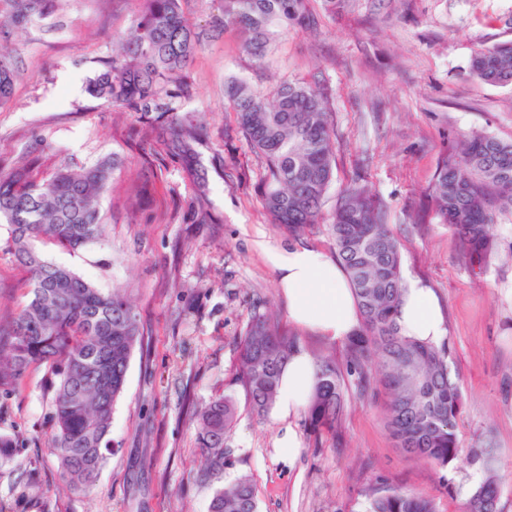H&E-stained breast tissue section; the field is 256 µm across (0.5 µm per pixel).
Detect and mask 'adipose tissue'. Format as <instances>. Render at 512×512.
Here are the masks:
<instances>
[{
	"instance_id": "ef3b65f1",
	"label": "adipose tissue",
	"mask_w": 512,
	"mask_h": 512,
	"mask_svg": "<svg viewBox=\"0 0 512 512\" xmlns=\"http://www.w3.org/2000/svg\"><path fill=\"white\" fill-rule=\"evenodd\" d=\"M268 262L278 272L291 320L335 342L345 341L360 325V315L346 271L324 250L305 245L287 248L262 244ZM402 335L438 342L446 334L445 318L434 292L418 280L408 281L399 307ZM316 385L309 354L295 353L278 390L276 406L282 417H296Z\"/></svg>"
}]
</instances>
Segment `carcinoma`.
Listing matches in <instances>:
<instances>
[{
	"mask_svg": "<svg viewBox=\"0 0 512 512\" xmlns=\"http://www.w3.org/2000/svg\"><path fill=\"white\" fill-rule=\"evenodd\" d=\"M58 0H0V19L23 24L47 17ZM184 0H145L131 30L113 42L112 65L89 85L105 106H127L148 117L155 138L175 154L196 159L199 125L194 116L170 111L169 86L187 92L185 72L200 42L189 24ZM219 26L235 29L247 55L262 58L278 30L314 22L309 0H222ZM470 74L492 85L512 86V41L477 52ZM15 71L0 53V105L13 93ZM225 95L239 132L267 168L262 201L273 223L300 234L322 220V205L334 177L336 132L325 90L284 82L268 100L241 80ZM117 155L91 166L62 167L33 177L34 162L11 160L0 176V219L10 226L9 248L26 268L30 295L25 307L0 328V391L8 393L34 365L49 364L58 377L54 429L47 437L62 484L86 491L111 454L108 435L132 352L143 342L138 315L120 289L105 293L76 273L45 261L34 242L47 239L77 250L102 236L98 200L120 168ZM428 203L448 225L462 261L483 268L493 244L489 228L512 215V141L475 134L438 162ZM388 206L359 183L339 195L330 231L350 279L360 325L348 338L345 365L316 359L317 383L307 407L315 434L336 438L344 413L345 377L362 391L376 385L384 394L386 428L401 452L442 468L465 461L485 479L472 491L466 512H498L495 460L481 448L463 453L457 426L462 393L448 365L445 345L400 334L398 308L405 290L398 240L387 224ZM300 350L298 335L283 329L272 312L252 316L243 333L237 367L252 409L268 413L282 372ZM230 395L196 410L200 448L206 459L201 480L224 472L225 441L236 417ZM209 512H258L251 480L242 476L216 488ZM367 512H436L431 499L398 489L372 491Z\"/></svg>",
	"mask_w": 512,
	"mask_h": 512,
	"instance_id": "carcinoma-1",
	"label": "carcinoma"
}]
</instances>
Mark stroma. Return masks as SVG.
Masks as SVG:
<instances>
[{
    "instance_id": "stroma-1",
    "label": "stroma",
    "mask_w": 512,
    "mask_h": 512,
    "mask_svg": "<svg viewBox=\"0 0 512 512\" xmlns=\"http://www.w3.org/2000/svg\"><path fill=\"white\" fill-rule=\"evenodd\" d=\"M313 29L279 32L262 59L244 53L236 32L215 31L221 0H185L206 36L186 70L189 93L172 99L203 129L197 151L211 220H197L194 170L156 141L148 123L88 93L112 61L144 0H60L47 18L13 27L8 46L17 72L0 106V158L35 159V177L61 165L82 167L119 155L120 171L100 200V240L70 251L35 244L42 258L103 291L126 289L144 333L133 351L109 438L112 453L91 490L63 488L46 446L54 421L55 376L30 368L0 393V435L16 438L0 466V512H209L216 484L249 476L259 512H365L370 489L397 488L433 499L436 512H465L483 472L439 468L402 454L384 423L381 398L345 388L341 443L315 442L306 414L257 415L232 384L241 336L255 311H272L297 331L310 355L344 359L336 343L288 320L276 270L256 246L301 244L335 254L329 233L338 193L362 181L388 204L402 248L405 280L426 282L447 317L443 341L458 375L462 447L489 440L498 460L499 512H512V215L494 224L495 251L484 273L460 260L447 225L427 207L440 158L463 138L512 140V86L472 77L479 50L512 40V0H346L336 13L310 0ZM238 79L270 96L282 82L328 88L336 128V167L323 221L300 237L272 224L262 206L266 170L236 131L224 93ZM0 221V320L26 304L25 270L6 247ZM234 392L237 417L225 442L219 483L198 478L202 452L193 407ZM299 447L277 450L286 426Z\"/></svg>"
}]
</instances>
